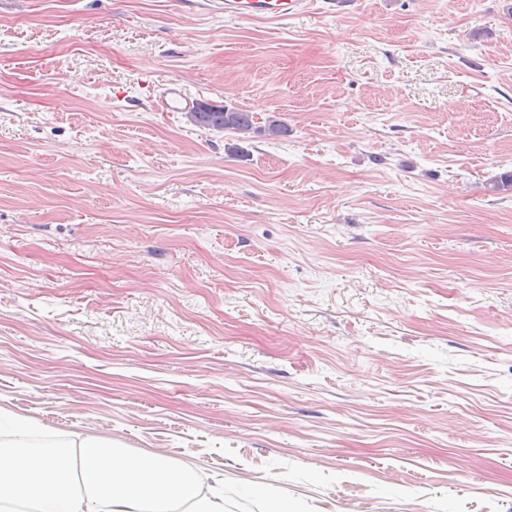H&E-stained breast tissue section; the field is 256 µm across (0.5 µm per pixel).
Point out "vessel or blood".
Returning a JSON list of instances; mask_svg holds the SVG:
<instances>
[{"instance_id":"vessel-or-blood-1","label":"vessel or blood","mask_w":512,"mask_h":512,"mask_svg":"<svg viewBox=\"0 0 512 512\" xmlns=\"http://www.w3.org/2000/svg\"><path fill=\"white\" fill-rule=\"evenodd\" d=\"M352 0H223L221 8L225 16L246 19L260 18L284 23L319 6L322 13L333 14L351 6ZM157 104L165 112H187L194 101L188 97L180 84L169 83L160 88Z\"/></svg>"}]
</instances>
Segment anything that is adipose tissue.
<instances>
[{"label":"adipose tissue","mask_w":512,"mask_h":512,"mask_svg":"<svg viewBox=\"0 0 512 512\" xmlns=\"http://www.w3.org/2000/svg\"><path fill=\"white\" fill-rule=\"evenodd\" d=\"M31 428L14 419L11 440L0 442V512H174L179 503L224 512L192 471L164 455L132 457L92 438L35 448Z\"/></svg>","instance_id":"obj_1"}]
</instances>
